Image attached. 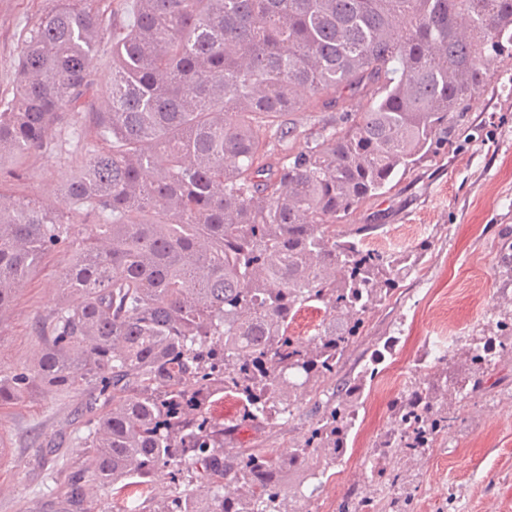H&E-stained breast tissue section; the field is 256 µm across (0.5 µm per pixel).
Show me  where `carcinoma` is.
<instances>
[{
    "instance_id": "obj_1",
    "label": "carcinoma",
    "mask_w": 512,
    "mask_h": 512,
    "mask_svg": "<svg viewBox=\"0 0 512 512\" xmlns=\"http://www.w3.org/2000/svg\"><path fill=\"white\" fill-rule=\"evenodd\" d=\"M51 3L0 98V182L23 179L74 113L88 116V158L61 189L67 209L0 205V318L48 255L74 252L60 306L36 324L45 346L32 367L0 369V403L86 396L81 467L59 472L55 512H90L87 474L108 491L96 512L132 497L140 512H302V482L342 463L376 368L324 402L321 386L424 255L367 248L375 225L343 223L448 143L455 112L512 56V0H135L128 21L123 0ZM108 36V105L95 110ZM332 110L334 124L282 120ZM498 253L511 278L512 236ZM309 308L324 318L304 339L291 326ZM452 359L391 404L408 452L461 418L438 399ZM465 364L464 398L479 397L485 350ZM226 396L240 405L231 420L212 414ZM302 396L314 420L292 451L224 448ZM374 452L388 462L375 489L340 512H410L397 447Z\"/></svg>"
}]
</instances>
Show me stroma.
I'll return each mask as SVG.
<instances>
[{"mask_svg":"<svg viewBox=\"0 0 512 512\" xmlns=\"http://www.w3.org/2000/svg\"><path fill=\"white\" fill-rule=\"evenodd\" d=\"M48 6L49 0H0V95L14 85L22 28ZM491 72L489 87L458 112L447 145L350 218L374 225L368 241L378 250L402 254L421 247L425 254L395 297L377 309L368 337L344 359L342 377L356 376L378 351L379 371L397 373L401 394H408L437 324L459 335L489 336L512 312V283L498 275L495 249L512 228V95L501 91L512 86V57L495 61ZM61 139L60 151L29 158L24 181L1 188L61 206L62 184L85 159L73 128ZM70 259L67 251L50 257L0 320V369L30 367L43 342L32 333L33 321L57 308L56 278ZM485 377L491 388L476 401H449V412L465 418L440 436L427 462L408 453L395 460L416 490L415 512H512V362L491 366ZM79 402L71 393L37 392L0 406V436L8 446L0 457V512H45L56 471L78 467L83 448L67 422ZM389 403L364 391L340 472L323 482L333 505L372 490L371 455L391 426ZM311 409L309 400H299L275 428L260 427L242 439L287 453L311 423Z\"/></svg>","mask_w":512,"mask_h":512,"instance_id":"1","label":"stroma"}]
</instances>
